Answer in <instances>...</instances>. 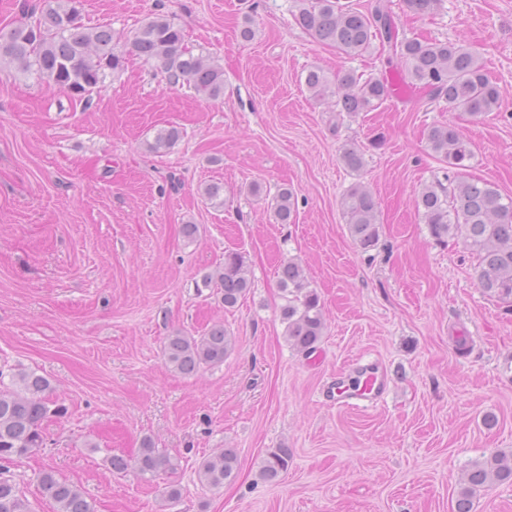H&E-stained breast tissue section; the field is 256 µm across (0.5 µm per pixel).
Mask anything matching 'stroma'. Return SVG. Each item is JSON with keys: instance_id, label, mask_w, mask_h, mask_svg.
Masks as SVG:
<instances>
[{"instance_id": "stroma-1", "label": "stroma", "mask_w": 512, "mask_h": 512, "mask_svg": "<svg viewBox=\"0 0 512 512\" xmlns=\"http://www.w3.org/2000/svg\"><path fill=\"white\" fill-rule=\"evenodd\" d=\"M354 2L384 4L403 36L478 52L497 110L474 121L428 109L415 88L353 115L314 100L309 70L383 78L400 64L378 41L355 57L321 44L296 24L294 0H83L85 23L122 42L157 14L183 28L224 69L217 101L133 56L86 110L0 67V368L37 371L68 408L44 421L42 448L7 466L31 512H55L37 485L45 469L97 512H455L464 467L512 449V303L482 293L475 256L435 241L415 205L448 171L426 132L449 121L474 153L467 176L512 196V0H441L423 15L404 0ZM172 125L177 143L149 151ZM351 143L364 153L357 174L341 160ZM356 181L380 202L368 252L340 207ZM211 182L224 185L222 207L199 194ZM284 185L289 224L269 208ZM228 250L243 252L252 281L231 310L219 285H201ZM292 258L323 304L325 334L307 356L280 321L276 271ZM217 323L234 339L223 364L191 377L165 365L173 331ZM358 359L388 375V393L377 407H336L327 389ZM146 439L177 470L150 482L114 472L110 458ZM224 448L238 475L213 490L195 469ZM278 448L288 471L265 481L261 462Z\"/></svg>"}]
</instances>
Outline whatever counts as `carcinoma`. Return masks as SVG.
<instances>
[{
	"mask_svg": "<svg viewBox=\"0 0 512 512\" xmlns=\"http://www.w3.org/2000/svg\"><path fill=\"white\" fill-rule=\"evenodd\" d=\"M294 20L319 42L340 53L359 56L367 52L374 39L386 42L400 59L404 78L415 85L430 103L444 102L452 112L480 118L498 108L500 88L490 79L479 54L458 43L418 37L398 38L390 15L380 7L367 14L350 0H296ZM146 62H155L169 83L186 84L209 100L224 97V69L209 57L194 53L184 30L161 15L149 17L129 39L128 50L117 48L108 25L89 27L81 14V0H45L40 17L33 23L0 31V65L8 64L19 74L66 93L76 103L89 107L108 76L120 72L127 53ZM305 84L316 99L336 97L342 112H370L387 97L380 78L361 80L351 71L331 81L322 71H308ZM181 130L170 126L159 131L149 149L160 153L171 147ZM429 150L448 163L453 176L423 186L416 197V208L430 235L442 241L463 240L478 260L477 285L480 290L503 302H512V197L504 196L493 183L477 181L462 174L472 152L453 123L434 125L426 137ZM341 159L352 172L364 166L361 149L343 148ZM224 186L209 183L201 196L214 205L224 204ZM341 206L351 237L368 252L380 240L379 202L363 183L352 184L343 194ZM277 223L290 224L295 213L292 189L279 188L272 206ZM284 299L280 309L285 324L284 338L302 354L316 350L324 330L320 298L310 288L302 265L290 259L278 270ZM218 281L224 308H235L251 291L245 260L241 252L224 253V265L204 276L205 285ZM233 349V337L224 325L215 324L194 336L177 330L163 345L165 365L174 372L193 376L201 370L224 363ZM67 407L53 397L50 381L34 371L19 370L4 383L0 370V462L26 457L42 444L40 428L48 418H62ZM290 454L279 448L267 455L260 470L266 481H276L288 471ZM138 474L153 479L175 470L177 463L157 451L149 439L134 459ZM200 483L221 489L238 473L234 451L223 449L203 458L196 469ZM41 494L56 505V512H96L95 505L74 484L59 479L52 470L39 473ZM512 483V450L495 452L474 461L464 474L465 487L456 512H472L473 497L495 484ZM0 512H30L27 499L17 484L0 477Z\"/></svg>",
	"mask_w": 512,
	"mask_h": 512,
	"instance_id": "carcinoma-1",
	"label": "carcinoma"
}]
</instances>
